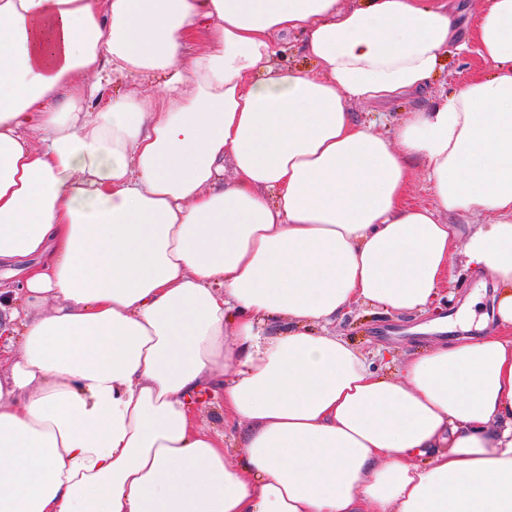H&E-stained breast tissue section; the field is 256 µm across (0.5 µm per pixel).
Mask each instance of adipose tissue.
Returning <instances> with one entry per match:
<instances>
[{
	"mask_svg": "<svg viewBox=\"0 0 512 512\" xmlns=\"http://www.w3.org/2000/svg\"><path fill=\"white\" fill-rule=\"evenodd\" d=\"M287 32L320 75L272 65ZM457 36L448 0H0V512H512V0L474 32L493 76L391 139L347 108ZM459 253L483 336L390 382L329 332L426 310ZM162 82L160 77L145 78L141 76L116 78L112 82L111 91L113 97L123 96L134 89L149 90ZM407 200L410 204L414 205L433 204V199L420 163L414 164L411 182L408 187ZM197 424L211 433L224 432L223 399L219 390L204 393L194 405Z\"/></svg>",
	"mask_w": 512,
	"mask_h": 512,
	"instance_id": "obj_1",
	"label": "adipose tissue"
}]
</instances>
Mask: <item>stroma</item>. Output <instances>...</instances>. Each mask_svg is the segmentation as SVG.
I'll return each mask as SVG.
<instances>
[{"instance_id":"stroma-1","label":"stroma","mask_w":512,"mask_h":512,"mask_svg":"<svg viewBox=\"0 0 512 512\" xmlns=\"http://www.w3.org/2000/svg\"><path fill=\"white\" fill-rule=\"evenodd\" d=\"M491 71V65L479 56L477 49L461 52L451 46L442 52L425 89L385 103H353L349 110L358 123L391 137L404 112L427 108L440 93H452ZM455 276V281L443 284L438 302L427 312L395 315L373 306L358 305L337 320L331 330L362 352L380 375L396 378L405 359L428 351L443 338L439 332H416V325L458 314L472 293L492 297L494 283L489 275L460 267Z\"/></svg>"}]
</instances>
